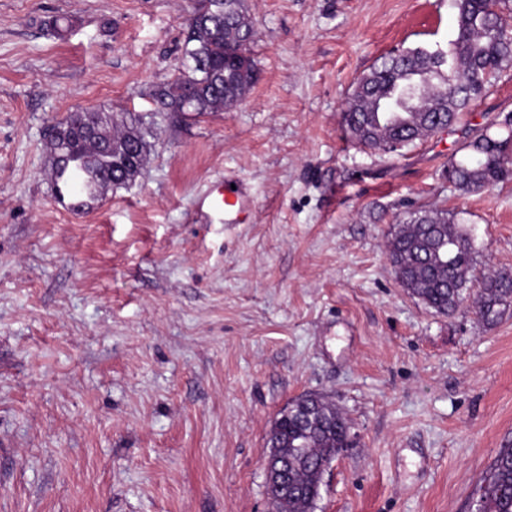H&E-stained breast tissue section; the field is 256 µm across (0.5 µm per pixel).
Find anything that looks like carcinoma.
Instances as JSON below:
<instances>
[{
  "label": "carcinoma",
  "instance_id": "1",
  "mask_svg": "<svg viewBox=\"0 0 512 512\" xmlns=\"http://www.w3.org/2000/svg\"><path fill=\"white\" fill-rule=\"evenodd\" d=\"M454 7L457 30L447 46L450 63L428 55L424 47L413 48L407 64L402 56L388 53L367 73L366 95L352 92L343 125L357 145L399 154L420 139L411 125L430 112H446L457 121L499 74L512 68V0H454ZM197 14L185 32L182 75L149 91L154 112L76 109L45 137L51 180L61 183L79 173L86 208L102 200L109 188L107 176L122 185L142 174L157 116L226 112L253 86L256 75L244 76L230 63L240 47L248 50L254 42L246 0H200ZM415 68L428 73L419 87L417 112H409V104L399 98L401 111L380 119L374 101L394 96L402 82L412 80ZM464 149V155L448 161L447 174L456 188L480 191L512 180V113L499 114L476 130ZM389 252L400 286L438 314L455 312L474 284L472 307L484 325L494 326L512 305V276L475 272L471 235L444 209L410 214L392 238ZM300 405L314 411L318 424L307 427L301 418H291L267 440L269 448L300 437L307 441L303 454L289 456L282 465L280 486L267 489L276 512H314L316 502L307 495L321 487L319 462L349 444L348 420L336 406L311 394L289 403ZM475 507L476 512H512V448L498 453Z\"/></svg>",
  "mask_w": 512,
  "mask_h": 512
}]
</instances>
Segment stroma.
Here are the masks:
<instances>
[{
  "instance_id": "35a3bbf8",
  "label": "stroma",
  "mask_w": 512,
  "mask_h": 512,
  "mask_svg": "<svg viewBox=\"0 0 512 512\" xmlns=\"http://www.w3.org/2000/svg\"><path fill=\"white\" fill-rule=\"evenodd\" d=\"M197 3L0 0V512H270L267 436L306 392L353 435L314 512H473L512 448V307L490 328L467 301L435 314L388 245L434 206L470 229L477 269L512 275V181L464 192L445 174L512 112V69L444 132L362 150L341 120L355 80L394 49L447 46L454 0H247L245 102L159 120L136 181L64 209L46 128L152 112ZM227 174L249 223H194Z\"/></svg>"
}]
</instances>
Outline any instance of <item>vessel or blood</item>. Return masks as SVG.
<instances>
[{"label": "vessel or blood", "mask_w": 512, "mask_h": 512, "mask_svg": "<svg viewBox=\"0 0 512 512\" xmlns=\"http://www.w3.org/2000/svg\"><path fill=\"white\" fill-rule=\"evenodd\" d=\"M197 215L204 224L248 223L253 200L244 184L234 183L232 177L211 183L197 199Z\"/></svg>", "instance_id": "vessel-or-blood-1"}]
</instances>
